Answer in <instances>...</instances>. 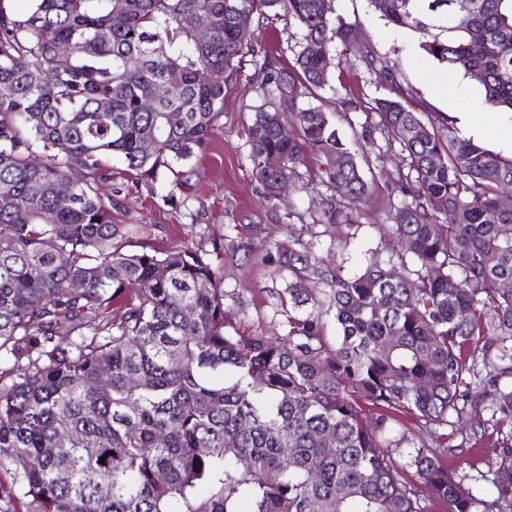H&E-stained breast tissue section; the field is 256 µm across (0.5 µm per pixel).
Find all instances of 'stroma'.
Here are the masks:
<instances>
[{"mask_svg": "<svg viewBox=\"0 0 512 512\" xmlns=\"http://www.w3.org/2000/svg\"><path fill=\"white\" fill-rule=\"evenodd\" d=\"M336 18L356 29L359 42L337 46V66L330 86L320 96L332 112L336 128L358 156L368 157L363 171L374 184L366 206L354 211L347 224L325 226L319 237L322 256L341 263L345 273L359 272L369 257L395 254L393 240L380 237L377 227L386 223L394 190L389 178L392 164L384 157L386 141L379 129L375 99L392 96L394 84L408 88L406 106L421 113L425 123L442 125L449 113L480 100L481 91L462 75L427 57L416 36L388 25L370 7L368 0H333ZM254 51L245 55L237 80L224 98L221 126L207 148L192 165L196 171L189 184L172 188L170 176L153 181L124 174L120 161L101 171L98 185L102 194H118L121 206L113 210L115 223L141 226L135 242H148L160 249L192 247L210 253L224 274V305L233 309L243 328L284 334L283 318L276 307L288 276L265 263L266 248L285 245L303 234L311 223L325 186L304 190L291 186L277 205L268 204L262 185L254 178L248 160L250 144L246 127L256 107L272 106L261 88L265 82L264 59L291 66L300 38L299 28L286 13L257 14L251 21ZM386 58L398 73L390 83L371 70L363 49ZM447 81L449 93L441 95L437 86ZM353 93L359 106L346 111L339 104L345 93ZM498 435L487 431L476 451H454L448 466L457 476L469 479L476 471H488L495 462Z\"/></svg>", "mask_w": 512, "mask_h": 512, "instance_id": "35a3bbf8", "label": "stroma"}]
</instances>
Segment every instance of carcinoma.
I'll return each mask as SVG.
<instances>
[{
	"mask_svg": "<svg viewBox=\"0 0 512 512\" xmlns=\"http://www.w3.org/2000/svg\"><path fill=\"white\" fill-rule=\"evenodd\" d=\"M30 2L19 16L0 0V512H512V158L425 124L401 87L378 99L397 192L379 233L404 250L347 275L306 225L310 240L264 255L288 273L287 333L248 332L208 253L130 249L96 175L117 155L187 185L252 51L234 18L283 10L298 51L264 60L279 106L253 113L248 160L267 203L286 168L333 190L315 224L343 222L373 186L298 86L328 85L353 29L322 0ZM368 2L512 111V0ZM474 389L500 434L486 496L448 469L443 432Z\"/></svg>",
	"mask_w": 512,
	"mask_h": 512,
	"instance_id": "carcinoma-1",
	"label": "carcinoma"
}]
</instances>
